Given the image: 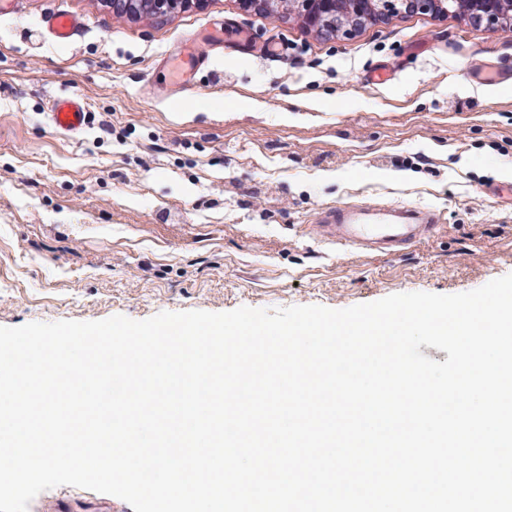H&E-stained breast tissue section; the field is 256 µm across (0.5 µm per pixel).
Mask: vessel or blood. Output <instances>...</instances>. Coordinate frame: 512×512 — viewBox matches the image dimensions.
<instances>
[{"instance_id":"b4317fda","label":"vessel or blood","mask_w":512,"mask_h":512,"mask_svg":"<svg viewBox=\"0 0 512 512\" xmlns=\"http://www.w3.org/2000/svg\"><path fill=\"white\" fill-rule=\"evenodd\" d=\"M44 26L55 43L66 44L82 28L83 21L71 12L57 10L45 17ZM209 64L208 57L192 48L169 56L165 61V83L154 89V100H166L169 86L189 87L194 74ZM48 117L58 132L78 135L90 123L88 101L80 93L55 97ZM442 220L441 212L432 207H410L387 202L333 205L323 208L319 214V221L326 224L328 237L333 244L367 254L375 253L380 244L387 245L394 252L411 249L422 239L435 234Z\"/></svg>"}]
</instances>
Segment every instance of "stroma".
<instances>
[{
	"instance_id": "obj_1",
	"label": "stroma",
	"mask_w": 512,
	"mask_h": 512,
	"mask_svg": "<svg viewBox=\"0 0 512 512\" xmlns=\"http://www.w3.org/2000/svg\"><path fill=\"white\" fill-rule=\"evenodd\" d=\"M56 8L85 23L70 45L41 26ZM226 28L283 54L252 56ZM185 42L214 64L155 102L143 86ZM487 66L501 80L474 81ZM379 67L392 80L370 84ZM74 91L93 115L78 137L46 112ZM508 169L512 36L462 17L400 15L339 39L239 0L133 21L101 0H16L0 13V326L471 291L512 274V200L486 193ZM359 201L434 207L444 226L401 255L336 249L318 214ZM63 501L133 512L73 486L28 512Z\"/></svg>"
}]
</instances>
